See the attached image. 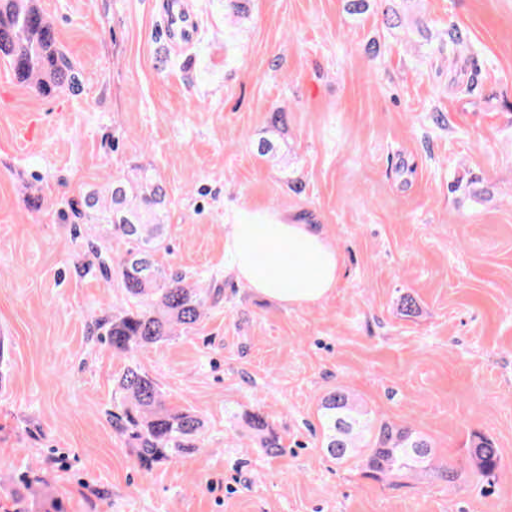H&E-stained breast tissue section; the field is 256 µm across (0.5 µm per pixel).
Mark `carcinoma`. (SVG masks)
Returning <instances> with one entry per match:
<instances>
[{
	"instance_id": "obj_1",
	"label": "carcinoma",
	"mask_w": 512,
	"mask_h": 512,
	"mask_svg": "<svg viewBox=\"0 0 512 512\" xmlns=\"http://www.w3.org/2000/svg\"><path fill=\"white\" fill-rule=\"evenodd\" d=\"M0 56L15 78L52 97L74 85L72 66L58 49L55 29L36 0H0ZM165 186L151 170L112 183L108 191L112 235L130 244L125 254L109 258L105 274H116L129 308L98 321L92 332L106 339L112 352L126 357L137 349L165 343L178 330L198 324L219 290L200 288L182 273H172L155 255L166 233L161 213ZM117 411L112 430L125 438L145 470L199 450L205 422L188 408L166 403L156 382L130 363L115 380ZM323 448L338 464L362 463L367 476L383 482L423 480L436 476L453 487L461 474L437 463L435 448L414 429L375 419L347 388L338 386L320 402ZM243 419L259 447L270 456L283 452L279 437L258 412ZM469 475L489 479L502 465L493 440L476 435L468 448Z\"/></svg>"
}]
</instances>
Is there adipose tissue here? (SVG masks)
<instances>
[{
	"label": "adipose tissue",
	"instance_id": "1",
	"mask_svg": "<svg viewBox=\"0 0 512 512\" xmlns=\"http://www.w3.org/2000/svg\"><path fill=\"white\" fill-rule=\"evenodd\" d=\"M224 258L245 288L289 309L320 304L343 267L334 240L318 225L271 209L234 213Z\"/></svg>",
	"mask_w": 512,
	"mask_h": 512
}]
</instances>
